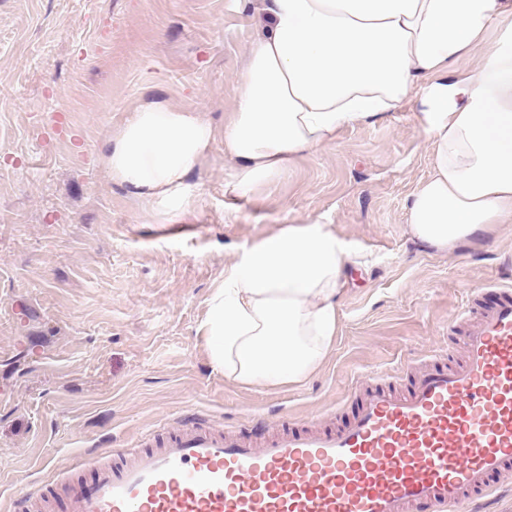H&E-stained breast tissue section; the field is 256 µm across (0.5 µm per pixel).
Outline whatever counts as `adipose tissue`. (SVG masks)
I'll return each mask as SVG.
<instances>
[{
	"instance_id": "1",
	"label": "adipose tissue",
	"mask_w": 512,
	"mask_h": 512,
	"mask_svg": "<svg viewBox=\"0 0 512 512\" xmlns=\"http://www.w3.org/2000/svg\"><path fill=\"white\" fill-rule=\"evenodd\" d=\"M264 23L249 43L237 105L224 124L239 196L271 183L296 157L419 96L430 177L407 203L412 238L438 249L512 222V8L504 0H250ZM503 30L482 49L490 25ZM477 54L469 75L455 59ZM214 127L199 113L150 103L108 141L110 177L156 209L188 207L189 174ZM353 251L327 225L291 224L244 249L225 271L203 323L226 379L301 380L328 354Z\"/></svg>"
}]
</instances>
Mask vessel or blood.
Segmentation results:
<instances>
[{"mask_svg": "<svg viewBox=\"0 0 512 512\" xmlns=\"http://www.w3.org/2000/svg\"><path fill=\"white\" fill-rule=\"evenodd\" d=\"M453 324V368L413 364L406 392L364 389L340 427L257 440L183 418L157 447L114 449L73 512H462L512 472V287Z\"/></svg>", "mask_w": 512, "mask_h": 512, "instance_id": "b4317fda", "label": "vessel or blood"}]
</instances>
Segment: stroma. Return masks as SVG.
I'll return each instance as SVG.
<instances>
[{"label":"stroma","mask_w":512,"mask_h":512,"mask_svg":"<svg viewBox=\"0 0 512 512\" xmlns=\"http://www.w3.org/2000/svg\"><path fill=\"white\" fill-rule=\"evenodd\" d=\"M256 32L243 0H0V512L86 488L75 450L102 458L195 411L241 429L345 421L363 386L459 358L448 325L472 289L512 284V223L449 250L412 239L406 204L432 168L414 99L244 198L224 191L220 138L186 209L113 181L102 154L138 106L223 126ZM312 221L359 255L330 352L297 382L228 381L201 330L210 295L243 249Z\"/></svg>","instance_id":"stroma-1"}]
</instances>
